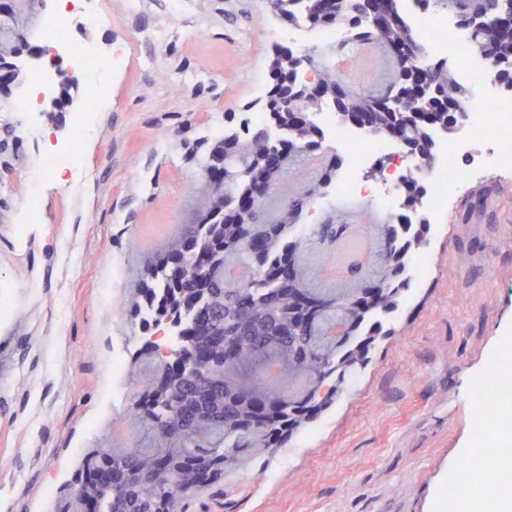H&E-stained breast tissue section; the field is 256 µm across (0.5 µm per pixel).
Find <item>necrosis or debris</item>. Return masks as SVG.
<instances>
[{
	"label": "necrosis or debris",
	"mask_w": 512,
	"mask_h": 512,
	"mask_svg": "<svg viewBox=\"0 0 512 512\" xmlns=\"http://www.w3.org/2000/svg\"><path fill=\"white\" fill-rule=\"evenodd\" d=\"M63 2L62 11L44 19L38 37L55 47L65 63L80 70L87 81L80 107L70 118L64 152L49 148L42 154V171L48 177L61 169L83 170L82 146L87 133L112 101L111 83L99 80L98 75L114 71L126 55L124 45H113L105 56L71 36L76 28L111 25L103 0ZM402 9L425 59H453L460 81L473 94L462 135L438 142L431 163L424 166L408 156L403 145L364 136L344 125L335 105H325L314 120L324 136L336 140L345 152L334 194L374 202L381 212L402 222L415 224L423 219L434 224L487 169L512 165V95L492 91L493 76L474 55V42L466 29L448 22L441 13L422 12L417 0H403ZM273 34L301 56L352 42L346 29L314 28L302 19L289 28L274 29ZM393 154L400 157L394 172L380 176L375 184L364 179L363 172L372 161ZM411 181L419 183L423 191L418 212L410 214L404 207V189ZM478 392L484 400V413L476 430L485 448L481 456L460 459L448 479L440 512H496L498 495L512 491V448L497 445L498 437L512 436V368L495 366Z\"/></svg>",
	"instance_id": "necrosis-or-debris-1"
}]
</instances>
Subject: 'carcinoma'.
<instances>
[{
	"instance_id": "carcinoma-1",
	"label": "carcinoma",
	"mask_w": 512,
	"mask_h": 512,
	"mask_svg": "<svg viewBox=\"0 0 512 512\" xmlns=\"http://www.w3.org/2000/svg\"><path fill=\"white\" fill-rule=\"evenodd\" d=\"M469 2L453 0L457 21L469 28L476 45L491 51L496 43L489 33L470 28ZM382 41L404 48L402 71L418 66L420 45L401 19L385 26ZM434 81L442 97L465 108L468 89L455 69L441 66ZM349 104L379 113L383 129L393 120L382 98L356 97ZM319 132L311 127L304 145L282 141L290 150L275 174L257 164L269 142L254 130L245 137L224 134L206 155L203 177L220 168L237 193L260 202L244 224L231 205L221 212L207 206L204 196L196 200L195 223L166 241L127 299L144 331L155 317L172 315V356L182 357V370L179 380L167 378L169 366L148 338L132 355L139 385L128 413L140 439L88 456L76 475L82 484L112 466V486L96 490L97 512H187L194 495L285 447L336 402L351 373L368 363L381 330L377 317L396 306L406 286L408 254L428 244L427 225H418L411 240L399 235L396 224L378 225L384 248L374 279L354 293L362 298L376 292L379 302L361 313L352 315L336 289L315 287L308 276L311 248L335 243L344 225L339 218L312 224L301 237L290 230L332 183L336 162L317 183L293 195L273 222H260L268 197L259 189L288 191V161L296 152L314 154ZM248 234L265 240L262 256L245 246ZM288 266L293 280L285 286L280 276Z\"/></svg>"
}]
</instances>
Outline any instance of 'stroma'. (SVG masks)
Instances as JSON below:
<instances>
[{"label": "stroma", "instance_id": "stroma-1", "mask_svg": "<svg viewBox=\"0 0 512 512\" xmlns=\"http://www.w3.org/2000/svg\"><path fill=\"white\" fill-rule=\"evenodd\" d=\"M111 27L80 41L129 48L112 78V107L85 146L79 193L45 179L39 154L64 143L69 115H39L40 137L18 136L14 173L0 182V512H54L84 457L129 440L136 383L112 377V351L142 332L125 300L140 270L187 224L202 182L182 138L234 125L266 82L273 36L268 0H103ZM207 35L187 38V29ZM167 33L164 46L153 34ZM353 91H384V47L347 60ZM335 141L287 173L298 192L317 181ZM40 192L39 223L23 200ZM435 258L383 317L370 358L336 403L269 461L228 475L188 512H437L459 459L476 446L475 394L512 336V170L493 171L432 225Z\"/></svg>", "mask_w": 512, "mask_h": 512}]
</instances>
